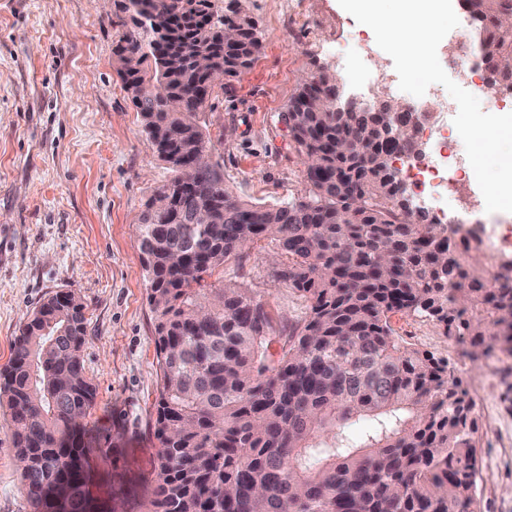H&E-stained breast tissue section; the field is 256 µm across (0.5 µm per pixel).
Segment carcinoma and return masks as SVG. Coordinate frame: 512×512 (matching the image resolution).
Instances as JSON below:
<instances>
[{
	"instance_id": "cac0c4a2",
	"label": "carcinoma",
	"mask_w": 512,
	"mask_h": 512,
	"mask_svg": "<svg viewBox=\"0 0 512 512\" xmlns=\"http://www.w3.org/2000/svg\"><path fill=\"white\" fill-rule=\"evenodd\" d=\"M124 0L114 50L141 132L172 178L136 225L154 313L160 393L155 487L147 512H478L477 405L448 360L408 345L395 316L435 322L475 360L512 357V261L460 224H420L399 204L396 114L336 112V76L305 79L282 114L311 195L262 205L224 184L199 115L262 50L257 25L213 0ZM481 65L512 87V0H467ZM211 61L209 70L198 59ZM276 279L309 314L279 356L266 302L205 276L262 240ZM188 256L178 263L173 252ZM85 306L54 294L21 327L0 397L33 507L87 499L83 429L93 407ZM371 433L353 439L361 418Z\"/></svg>"
}]
</instances>
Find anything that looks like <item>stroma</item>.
Listing matches in <instances>:
<instances>
[{
    "label": "stroma",
    "mask_w": 512,
    "mask_h": 512,
    "mask_svg": "<svg viewBox=\"0 0 512 512\" xmlns=\"http://www.w3.org/2000/svg\"><path fill=\"white\" fill-rule=\"evenodd\" d=\"M257 22L263 49L226 83L201 123L223 158L224 181L242 200L308 198L311 185L282 112L302 79L329 67L348 94L375 102L397 83L373 31L338 0H215ZM121 0H0V367L26 318L50 295L85 305L83 359L96 388L85 420L88 496L96 512H144L154 484L159 367L136 224L170 177L140 134L113 50L124 28ZM374 52V73L360 62ZM462 217L480 235L512 240V213L488 223L476 181ZM274 242L264 239L214 270L267 302L289 330L307 302L277 281ZM414 347L448 359L477 402L480 512H512V358H469L432 323L392 320ZM0 512H34L22 491L11 433L0 418Z\"/></svg>",
    "instance_id": "obj_1"
}]
</instances>
